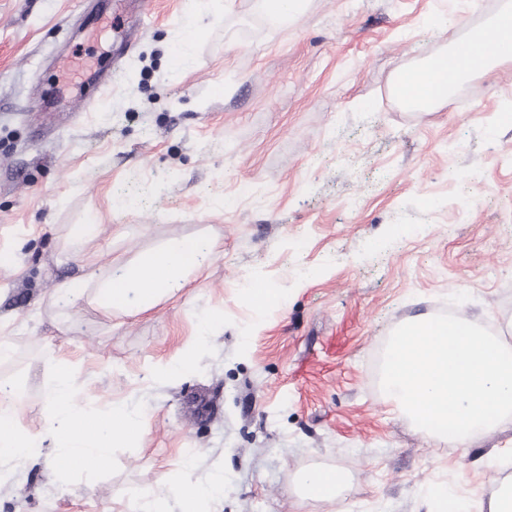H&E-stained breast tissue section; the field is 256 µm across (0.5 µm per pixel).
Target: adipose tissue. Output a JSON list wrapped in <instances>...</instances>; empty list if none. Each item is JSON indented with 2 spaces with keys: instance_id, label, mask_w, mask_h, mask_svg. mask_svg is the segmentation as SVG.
<instances>
[{
  "instance_id": "1",
  "label": "adipose tissue",
  "mask_w": 512,
  "mask_h": 512,
  "mask_svg": "<svg viewBox=\"0 0 512 512\" xmlns=\"http://www.w3.org/2000/svg\"><path fill=\"white\" fill-rule=\"evenodd\" d=\"M488 41L493 42V49L480 61H473L472 50ZM511 59L512 9L506 8L487 29L475 33L467 49L401 73L397 78L398 92L401 98H419L424 105L433 107L447 101L452 90L476 71ZM208 253V246L194 237L141 251L133 263L98 282L99 304L113 313L150 309L184 288L190 275L204 266ZM296 486L302 496L333 501L347 492L349 478L338 468H313L298 476Z\"/></svg>"
}]
</instances>
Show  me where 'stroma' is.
Wrapping results in <instances>:
<instances>
[{
  "label": "stroma",
  "mask_w": 512,
  "mask_h": 512,
  "mask_svg": "<svg viewBox=\"0 0 512 512\" xmlns=\"http://www.w3.org/2000/svg\"><path fill=\"white\" fill-rule=\"evenodd\" d=\"M503 4L304 0L274 24L257 0H156L125 51L136 0H0V252L14 257L0 336L25 377L17 425L47 429L61 363L89 406L144 400L147 429L97 481L60 484L49 447L18 462L0 512H180L188 457L194 481L224 475L208 512H429L436 486L488 512L512 482V422L435 444L381 391L378 361L395 327L444 310L512 342V62L433 111L392 93ZM196 15L206 34L180 69L169 50ZM75 224L98 230L78 247ZM187 236L212 246L209 265L148 311L56 293L81 260L100 280ZM252 277L287 304L256 310L237 290ZM207 311L223 320L189 372L147 379ZM315 466L346 471L347 493L299 497Z\"/></svg>",
  "instance_id": "35a3bbf8"
}]
</instances>
